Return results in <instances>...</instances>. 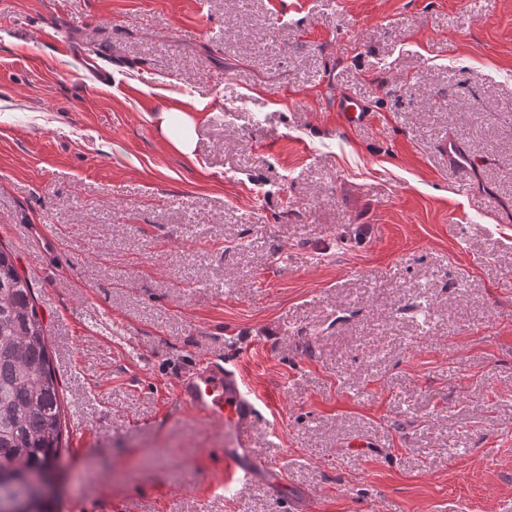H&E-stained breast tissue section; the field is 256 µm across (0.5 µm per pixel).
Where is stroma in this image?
<instances>
[{
  "label": "stroma",
  "instance_id": "obj_1",
  "mask_svg": "<svg viewBox=\"0 0 512 512\" xmlns=\"http://www.w3.org/2000/svg\"><path fill=\"white\" fill-rule=\"evenodd\" d=\"M0 244L49 330L53 512H512V0H0ZM205 357L287 491L225 485L177 407ZM337 112L342 123L349 128L363 124L370 117V112H366L361 102L344 94L337 98ZM161 135L177 151L192 155L195 149V124L188 112L162 110L158 115Z\"/></svg>",
  "mask_w": 512,
  "mask_h": 512
}]
</instances>
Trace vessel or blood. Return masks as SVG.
I'll return each mask as SVG.
<instances>
[{
  "mask_svg": "<svg viewBox=\"0 0 512 512\" xmlns=\"http://www.w3.org/2000/svg\"><path fill=\"white\" fill-rule=\"evenodd\" d=\"M337 110L342 123L349 128L369 118L363 104L348 95L338 96ZM176 400L199 420L218 424L234 435L238 458L226 473V483L256 482L259 461L251 452L250 437L257 400L237 371L219 359L200 361L192 373L179 381Z\"/></svg>",
  "mask_w": 512,
  "mask_h": 512,
  "instance_id": "obj_1",
  "label": "vessel or blood"
}]
</instances>
